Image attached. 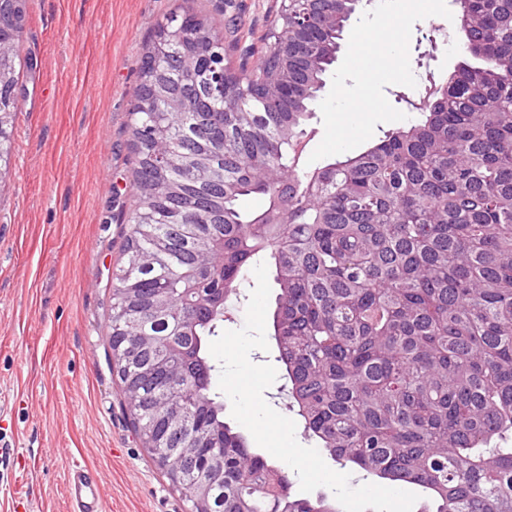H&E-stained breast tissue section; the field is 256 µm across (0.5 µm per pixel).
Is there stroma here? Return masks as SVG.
<instances>
[{
  "label": "stroma",
  "mask_w": 512,
  "mask_h": 512,
  "mask_svg": "<svg viewBox=\"0 0 512 512\" xmlns=\"http://www.w3.org/2000/svg\"><path fill=\"white\" fill-rule=\"evenodd\" d=\"M181 0H29L21 108L0 183V512H70L65 465L97 471L103 512H188L142 448L112 372L107 319L132 204L127 126L138 58ZM226 64L254 68L276 0H198ZM416 87L384 93L407 123L430 76L463 60L456 23L417 21Z\"/></svg>",
  "instance_id": "1"
}]
</instances>
